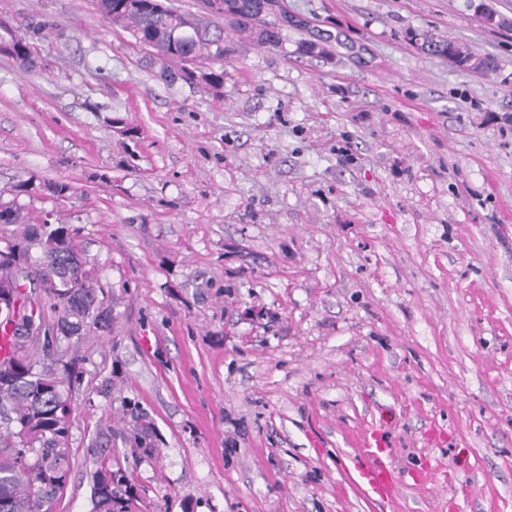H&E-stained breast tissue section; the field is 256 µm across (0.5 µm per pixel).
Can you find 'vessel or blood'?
Returning <instances> with one entry per match:
<instances>
[{
    "instance_id": "vessel-or-blood-1",
    "label": "vessel or blood",
    "mask_w": 512,
    "mask_h": 512,
    "mask_svg": "<svg viewBox=\"0 0 512 512\" xmlns=\"http://www.w3.org/2000/svg\"><path fill=\"white\" fill-rule=\"evenodd\" d=\"M394 453L379 435L363 438L354 471L360 485L382 507L392 506L403 484L401 476L390 464Z\"/></svg>"
}]
</instances>
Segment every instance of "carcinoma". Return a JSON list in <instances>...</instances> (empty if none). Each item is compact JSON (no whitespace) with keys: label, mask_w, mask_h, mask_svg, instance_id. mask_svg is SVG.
I'll return each mask as SVG.
<instances>
[{"label":"carcinoma","mask_w":512,"mask_h":512,"mask_svg":"<svg viewBox=\"0 0 512 512\" xmlns=\"http://www.w3.org/2000/svg\"><path fill=\"white\" fill-rule=\"evenodd\" d=\"M209 10L192 14L163 0H97L103 19L128 32L159 64L157 78L201 81L213 89L224 86V58L233 52L224 40L229 24L261 45L283 40L282 25L267 20L275 0H203ZM0 37V51L29 69L36 59L27 38L14 32ZM409 41L425 55L487 73L495 68L488 56L470 49L461 52L442 35L411 30ZM14 213V251L0 258V280L15 285L14 299L23 311L63 322L80 339L90 324L106 319L91 272L81 268L74 232L68 224L26 222L19 207ZM17 330L10 334V355L0 360V412L19 427L17 444L0 440V512H48L64 489L70 472L72 364H38L30 345ZM137 492L122 468L101 466L93 481V512H135Z\"/></svg>","instance_id":"1"}]
</instances>
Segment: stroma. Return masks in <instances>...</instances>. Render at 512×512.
<instances>
[{
  "instance_id": "obj_1",
  "label": "stroma",
  "mask_w": 512,
  "mask_h": 512,
  "mask_svg": "<svg viewBox=\"0 0 512 512\" xmlns=\"http://www.w3.org/2000/svg\"><path fill=\"white\" fill-rule=\"evenodd\" d=\"M494 7L506 26L471 0H277L286 41L229 31L218 92L157 79L96 0H0L16 33L55 25L33 71L0 52V201L74 228L110 315L50 349L79 370L50 512H92L104 461L138 512H380L352 463L371 430L407 477L392 512H512V0ZM407 36L412 45L425 55L447 59L457 66L481 73L493 71L496 67L492 58L477 54L466 47L464 52H460L454 41L442 35L411 30ZM448 48H451L454 53L448 54Z\"/></svg>"
}]
</instances>
